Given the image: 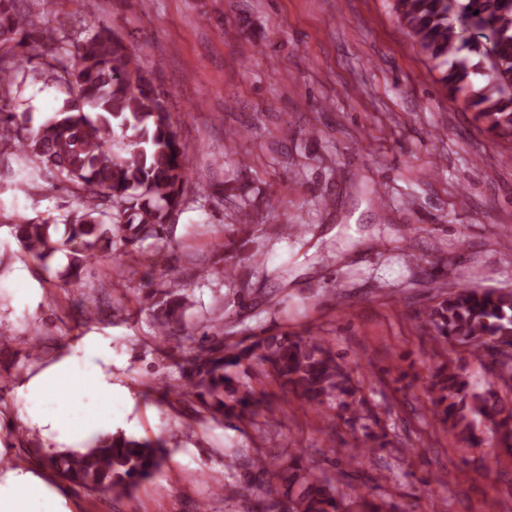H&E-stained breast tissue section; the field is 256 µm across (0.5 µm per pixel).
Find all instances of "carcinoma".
<instances>
[{
  "instance_id": "obj_1",
  "label": "carcinoma",
  "mask_w": 512,
  "mask_h": 512,
  "mask_svg": "<svg viewBox=\"0 0 512 512\" xmlns=\"http://www.w3.org/2000/svg\"><path fill=\"white\" fill-rule=\"evenodd\" d=\"M400 24L421 52L441 70L440 82L454 96L463 94L477 117L498 136L512 140V0H394ZM43 35L33 28L22 0H0V88L10 87L21 55L32 61ZM78 62L58 56L45 70L63 89L56 118L36 128L15 123L0 112V165L25 157L33 167L24 183L47 191L60 187L80 207L40 222L20 218L7 225L23 256L44 270L63 253L67 266L58 275L64 285L79 288L86 264L112 251L129 253L138 242L167 240L169 218L184 204L187 182L185 149L169 120L160 94L143 73L141 55L129 49L112 27L95 24L92 35L74 45ZM481 57L484 81L476 86L469 55ZM436 294L416 311L435 338L465 347L488 360L493 381L476 391L453 362L432 367L425 386L435 423L457 441L475 446L483 424L499 447L512 454V407L500 402L495 386L512 388V290L478 289L438 273L422 270ZM183 285L175 278L160 281L167 296L157 316L156 335L172 336L182 323ZM214 332L192 337L176 362L182 387L206 408L213 420L245 414L278 419L263 394L234 379L237 369L264 367L283 392L307 400L317 410L336 402L349 420L361 419L363 404L351 369L318 336L280 333L251 341L224 335L223 316L211 318ZM168 441L124 433L97 437L83 452H67L52 461L68 480L89 491L115 496L130 493L153 478L169 453ZM229 470L244 469L240 482L274 490L288 472L281 502L287 512H380L364 497H340L331 478L288 460V466L258 456L239 463L235 451L225 453Z\"/></svg>"
}]
</instances>
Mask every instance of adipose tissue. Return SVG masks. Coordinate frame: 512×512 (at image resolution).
<instances>
[{
  "label": "adipose tissue",
  "mask_w": 512,
  "mask_h": 512,
  "mask_svg": "<svg viewBox=\"0 0 512 512\" xmlns=\"http://www.w3.org/2000/svg\"><path fill=\"white\" fill-rule=\"evenodd\" d=\"M80 346L82 357H61L17 385L18 416L48 449L81 451L113 431L119 391L112 384L110 350L92 333ZM89 395L98 399L97 407H82ZM0 512H72L71 499L59 483L22 464L0 476Z\"/></svg>",
  "instance_id": "obj_1"
}]
</instances>
